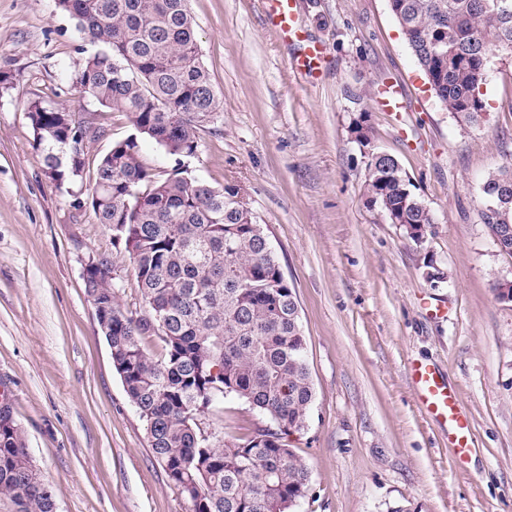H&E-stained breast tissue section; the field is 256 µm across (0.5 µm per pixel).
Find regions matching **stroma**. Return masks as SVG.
I'll return each instance as SVG.
<instances>
[{"mask_svg": "<svg viewBox=\"0 0 512 512\" xmlns=\"http://www.w3.org/2000/svg\"><path fill=\"white\" fill-rule=\"evenodd\" d=\"M188 6L222 112L194 155L149 140L141 155L161 177L179 167L241 185L295 289L315 399L307 428L285 439L310 475L294 512H512V302L493 290L512 280V255L480 217L485 176L512 162V54L491 55L485 115L466 125L435 97L387 0H296L325 50L314 79L292 66L263 0ZM94 51L55 0H0V395L57 512H185L84 288L85 260L103 256L121 306L142 305L132 263L85 203L100 158L135 132L128 114L77 100L72 83ZM393 84L400 106L386 112L377 95ZM29 100L102 128L81 177H48ZM359 121L430 208L422 238L368 203ZM414 360L457 391L466 457L420 410ZM205 424L242 442L269 421L228 398Z\"/></svg>", "mask_w": 512, "mask_h": 512, "instance_id": "35a3bbf8", "label": "stroma"}]
</instances>
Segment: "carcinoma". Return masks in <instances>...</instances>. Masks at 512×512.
I'll list each match as a JSON object with an SVG mask.
<instances>
[{
  "label": "carcinoma",
  "instance_id": "carcinoma-1",
  "mask_svg": "<svg viewBox=\"0 0 512 512\" xmlns=\"http://www.w3.org/2000/svg\"><path fill=\"white\" fill-rule=\"evenodd\" d=\"M389 9L441 105L478 122L489 54L512 53V0H388ZM80 38L99 47L73 87L132 118L137 134L112 144L96 166L88 200L98 223L133 263L142 313L121 308L101 258L84 277L98 323L153 455L180 491L186 512H290L310 490L307 467L284 438L305 430L314 401L306 342L290 318L292 286L240 189L217 188L174 168L160 179L142 160L146 138L172 156L192 154L198 133L215 123L221 102L200 60L187 0H57ZM36 147L58 185L81 176L85 141L75 112L27 103ZM366 196L411 237L434 223L406 173L368 162ZM489 231L512 225V165L481 187ZM160 336L165 353L148 355L142 338ZM233 397L273 424L243 443L202 427L209 409ZM17 512H53L54 496L33 463L12 410L0 416V499Z\"/></svg>",
  "mask_w": 512,
  "mask_h": 512
}]
</instances>
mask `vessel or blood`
<instances>
[{"instance_id": "b4317fda", "label": "vessel or blood", "mask_w": 512, "mask_h": 512, "mask_svg": "<svg viewBox=\"0 0 512 512\" xmlns=\"http://www.w3.org/2000/svg\"><path fill=\"white\" fill-rule=\"evenodd\" d=\"M265 2L271 25L298 47V53L292 60L293 65L307 67L312 72L319 70L324 60V49L303 38L296 23L294 0ZM408 374L421 409L447 432L450 444L459 453H466L469 448L471 422L456 391L434 366L413 362L409 365Z\"/></svg>"}]
</instances>
